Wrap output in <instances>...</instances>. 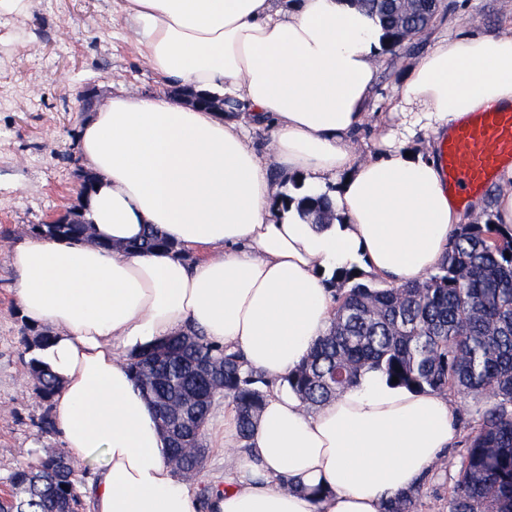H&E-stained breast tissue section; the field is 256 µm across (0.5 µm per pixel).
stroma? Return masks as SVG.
<instances>
[{"instance_id":"1","label":"stroma","mask_w":512,"mask_h":512,"mask_svg":"<svg viewBox=\"0 0 512 512\" xmlns=\"http://www.w3.org/2000/svg\"><path fill=\"white\" fill-rule=\"evenodd\" d=\"M449 9L422 33L381 57L369 115L354 138L360 153L384 149L396 122L378 125L397 102L409 71L442 39L512 28V0H446ZM138 54L115 0H31L21 14L0 13V481L38 456L62 449L39 433L47 405L24 363L36 331L22 317L10 252L33 241L31 225L79 203V149L85 121L118 94H169ZM456 471L434 467L419 512H448Z\"/></svg>"}]
</instances>
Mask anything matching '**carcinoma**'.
I'll return each mask as SVG.
<instances>
[{
  "label": "carcinoma",
  "instance_id": "obj_1",
  "mask_svg": "<svg viewBox=\"0 0 512 512\" xmlns=\"http://www.w3.org/2000/svg\"><path fill=\"white\" fill-rule=\"evenodd\" d=\"M374 16L389 40V51L432 23L442 4L416 2L411 11L397 0H357ZM318 224L331 210L325 193L303 199ZM84 207L71 211L67 224H34L36 237L69 241L86 238ZM137 251L186 256L158 233L132 245ZM336 306L327 332L288 385L311 409L356 385L368 372L412 391L444 392L467 403L470 435L466 449L446 464L458 473L448 489V512H512V228L489 220L462 224L443 260L419 284L394 287L363 279L357 267L336 268L329 279ZM43 401H52L56 378L36 357L27 362ZM136 387L164 414L169 401L191 400L192 425L183 436L202 439L213 404L231 401L237 412L243 448L262 411L270 383L246 366L242 355L209 342L190 330L166 338L130 357ZM10 493L0 496V512H57L64 500L79 504L75 466L38 459L7 479ZM421 488L384 502L381 512H413Z\"/></svg>",
  "mask_w": 512,
  "mask_h": 512
}]
</instances>
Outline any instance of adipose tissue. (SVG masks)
<instances>
[{
  "instance_id": "1",
  "label": "adipose tissue",
  "mask_w": 512,
  "mask_h": 512,
  "mask_svg": "<svg viewBox=\"0 0 512 512\" xmlns=\"http://www.w3.org/2000/svg\"><path fill=\"white\" fill-rule=\"evenodd\" d=\"M119 7L160 79L248 110L113 97L80 138L96 177L85 212L93 241L38 238L12 252L27 322L57 330L40 357L59 381L65 453L76 463L105 453L83 489L91 512H380L456 440L448 396L369 372L310 413L286 378L329 326L326 268L361 256L369 273L403 286L443 259L463 217L412 139L512 105V31L441 40L405 82L396 107L404 135L362 159L350 142L366 116L383 32L355 0ZM249 123L272 124L277 168L301 179L302 193L329 192L337 222L314 224L282 205ZM150 230L199 259L135 251ZM190 328L273 382L244 455L231 453L234 406L207 424L210 442L230 454L223 489L205 499L167 464L155 409L128 368L131 354ZM313 486L326 496H311Z\"/></svg>"
}]
</instances>
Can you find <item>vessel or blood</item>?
I'll return each instance as SVG.
<instances>
[{"label": "vessel or blood", "instance_id": "b4317fda", "mask_svg": "<svg viewBox=\"0 0 512 512\" xmlns=\"http://www.w3.org/2000/svg\"><path fill=\"white\" fill-rule=\"evenodd\" d=\"M512 165V107L488 106L459 122L439 144L440 175L457 199L481 193Z\"/></svg>", "mask_w": 512, "mask_h": 512}]
</instances>
